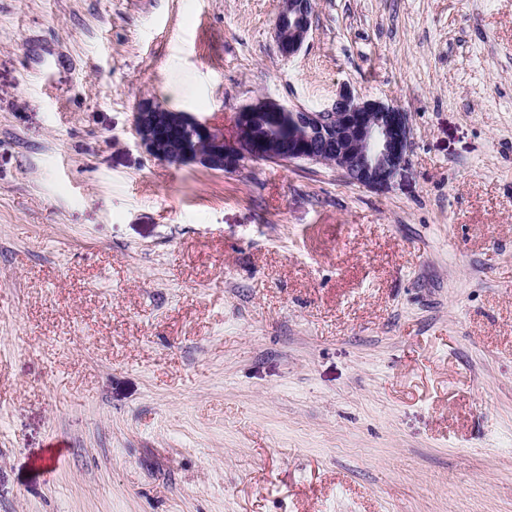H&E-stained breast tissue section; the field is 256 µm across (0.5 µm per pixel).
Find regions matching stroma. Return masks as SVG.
Instances as JSON below:
<instances>
[{"label":"stroma","mask_w":512,"mask_h":512,"mask_svg":"<svg viewBox=\"0 0 512 512\" xmlns=\"http://www.w3.org/2000/svg\"><path fill=\"white\" fill-rule=\"evenodd\" d=\"M280 6L0 0V512H512V0ZM344 86L385 187L134 133ZM274 23V37L280 54L291 58L302 48L310 28L313 0H282Z\"/></svg>","instance_id":"obj_1"}]
</instances>
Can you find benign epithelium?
Returning a JSON list of instances; mask_svg holds the SVG:
<instances>
[{"instance_id": "benign-epithelium-1", "label": "benign epithelium", "mask_w": 512, "mask_h": 512, "mask_svg": "<svg viewBox=\"0 0 512 512\" xmlns=\"http://www.w3.org/2000/svg\"><path fill=\"white\" fill-rule=\"evenodd\" d=\"M314 0H281L274 23L280 54L291 58L310 28ZM293 113L288 134L278 126ZM237 136L230 141L209 120L142 102L135 112L137 139L155 159L173 166L195 164L235 171L247 161L305 162L336 168L350 184H388L406 165L411 147L410 116L394 105L364 99L344 87L331 108L313 112L261 98L235 114Z\"/></svg>"}]
</instances>
